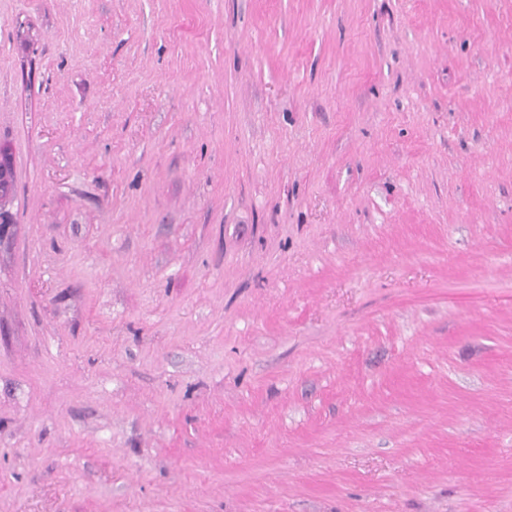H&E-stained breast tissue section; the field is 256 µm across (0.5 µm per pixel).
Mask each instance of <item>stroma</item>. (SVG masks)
Returning <instances> with one entry per match:
<instances>
[{"instance_id": "stroma-1", "label": "stroma", "mask_w": 512, "mask_h": 512, "mask_svg": "<svg viewBox=\"0 0 512 512\" xmlns=\"http://www.w3.org/2000/svg\"><path fill=\"white\" fill-rule=\"evenodd\" d=\"M0 512H512V0H0Z\"/></svg>"}]
</instances>
